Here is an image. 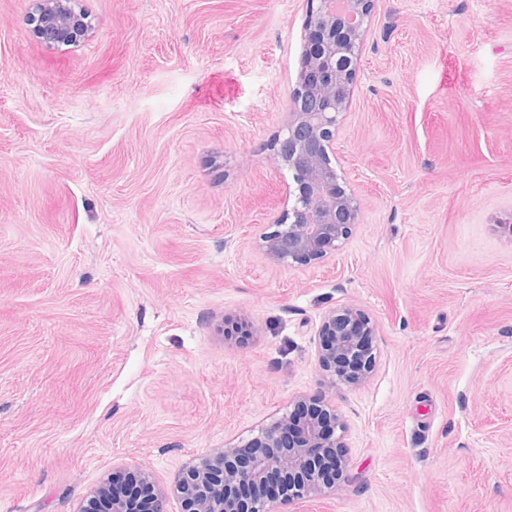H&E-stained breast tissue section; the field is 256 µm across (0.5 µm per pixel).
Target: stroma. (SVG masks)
Masks as SVG:
<instances>
[{
    "label": "stroma",
    "mask_w": 512,
    "mask_h": 512,
    "mask_svg": "<svg viewBox=\"0 0 512 512\" xmlns=\"http://www.w3.org/2000/svg\"><path fill=\"white\" fill-rule=\"evenodd\" d=\"M0 0V512L163 484L320 389L315 332L377 327L330 394L349 480L277 512H512V0H374L335 256L270 263L308 0H73L47 45ZM254 334L224 340V319Z\"/></svg>",
    "instance_id": "1"
}]
</instances>
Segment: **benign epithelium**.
Listing matches in <instances>:
<instances>
[{
  "label": "benign epithelium",
  "mask_w": 512,
  "mask_h": 512,
  "mask_svg": "<svg viewBox=\"0 0 512 512\" xmlns=\"http://www.w3.org/2000/svg\"><path fill=\"white\" fill-rule=\"evenodd\" d=\"M373 0H316L310 6L296 84L290 94L278 165L293 173L292 205L263 234L260 247L275 266L306 265L334 256L358 223L359 202L332 163L336 131L348 105L368 33ZM30 24L47 45L71 43L88 31L71 0H37ZM252 335L242 318L224 319V340ZM373 323L344 305L326 311L316 331L319 397L301 395L258 434L216 448L182 471L172 492L181 512H275L281 501L315 500L347 481L345 426L326 395L356 387L376 361ZM167 491L140 469L116 467L78 512H166Z\"/></svg>",
  "instance_id": "7a95c632"
}]
</instances>
